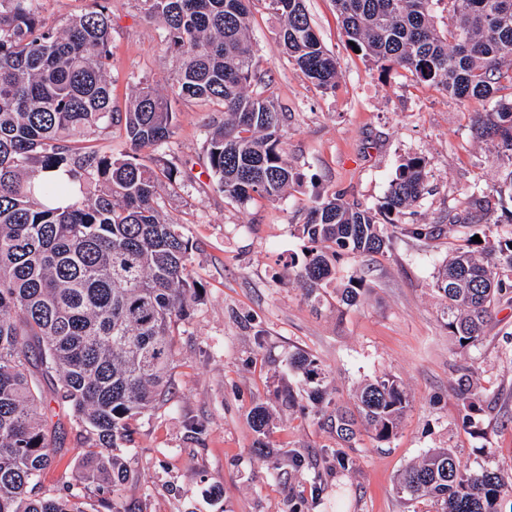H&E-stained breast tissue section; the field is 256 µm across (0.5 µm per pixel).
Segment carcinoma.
<instances>
[{
  "instance_id": "cac0c4a2",
  "label": "carcinoma",
  "mask_w": 512,
  "mask_h": 512,
  "mask_svg": "<svg viewBox=\"0 0 512 512\" xmlns=\"http://www.w3.org/2000/svg\"><path fill=\"white\" fill-rule=\"evenodd\" d=\"M448 5V30L434 23L433 5ZM39 0H0V512H86L77 496L42 491L54 460L47 399L70 410L86 444L78 481L112 495L127 479L113 449L128 440L132 422L164 395L175 328L199 300L190 281L192 245L159 203L162 181L177 186L178 168H157L142 153L173 136L172 99H206L224 109V124L206 140L208 169L224 197L246 204L277 200L293 181L284 158L287 113L252 89L259 81L249 34L251 0H139L144 19L164 31L180 66L174 98L151 85L137 87L124 112L112 110L109 0L62 29L46 25ZM280 25L275 39L288 64L318 88H336V58L317 36L304 0H265ZM348 41L382 66L459 100H488L512 91V0H333ZM472 131L500 168L494 183L471 194L470 211L448 227L477 226L492 198L512 202V101L472 113ZM124 129L131 153L101 154L93 137ZM62 171L65 183L40 174ZM425 162L410 158L395 172L383 209L399 215L425 190ZM69 195L65 206L59 198ZM436 224H381L368 208L334 192L318 197L301 225L309 247L299 278L307 298L336 280L343 253H384L396 235L431 241ZM460 239L438 270L433 292L440 317L459 348L476 345L496 305L512 293L510 237ZM363 279L336 289L353 306ZM291 364L321 406L327 426L346 447L361 431L389 440L410 408L395 377L361 382L353 407L327 410L326 372L306 352ZM51 381L50 396L41 380ZM455 394L468 411L479 399L469 373ZM269 407L250 412L266 436ZM398 492L432 501L434 512H499L512 497V477L463 465L449 448L408 465Z\"/></svg>"
}]
</instances>
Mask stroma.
Wrapping results in <instances>:
<instances>
[{"label":"stroma","instance_id":"stroma-1","mask_svg":"<svg viewBox=\"0 0 512 512\" xmlns=\"http://www.w3.org/2000/svg\"><path fill=\"white\" fill-rule=\"evenodd\" d=\"M305 6L338 62L331 91L288 64L264 0H255L251 16L254 69L288 114L283 141L296 180L282 199L242 206L214 188L204 142L209 126L224 121L215 104L176 101L174 134L151 154L153 164L186 174L181 185L161 187V204L190 239L189 271L201 293L173 338L166 402L138 419L118 451L132 475L118 497L124 512H410L398 477L436 448L453 449L467 466L512 474V301L499 304L481 343L459 349L432 291L455 233L432 242L401 236L384 253L343 257L338 279L364 277L369 290L342 311L332 302L313 309L293 265L317 194L342 193L385 221L390 182L411 157L426 161L427 191L402 223L444 224L468 211L474 185L498 177L469 121L492 105L381 70L354 52L333 0ZM110 9L113 110L125 111L142 82L172 94L179 57L159 27L143 20L138 0H111ZM297 350L320 361L330 398L343 405L362 379H400L411 407L395 435L381 443L363 438L346 449V468H337L336 438L288 366ZM465 370L483 392L474 428L463 424L453 392ZM288 388L297 396L290 409L277 400ZM259 404L276 410L264 453L249 423ZM48 415L67 434L42 489L81 492L75 474L84 446L69 430L70 412L54 403ZM281 448L302 459L301 472L285 465Z\"/></svg>","mask_w":512,"mask_h":512}]
</instances>
